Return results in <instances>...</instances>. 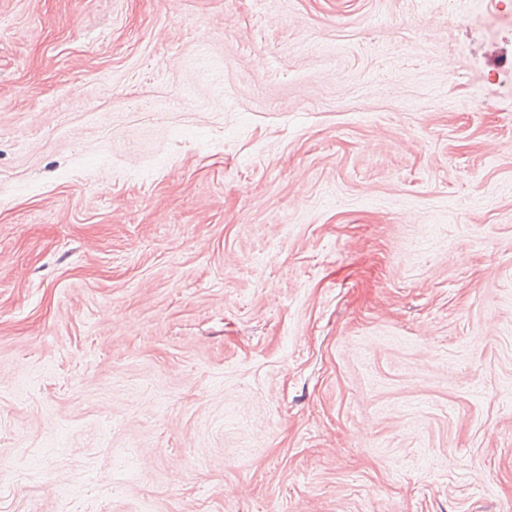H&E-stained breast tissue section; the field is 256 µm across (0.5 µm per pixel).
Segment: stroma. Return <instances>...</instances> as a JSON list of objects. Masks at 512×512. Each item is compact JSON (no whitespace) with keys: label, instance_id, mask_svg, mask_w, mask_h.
Masks as SVG:
<instances>
[{"label":"stroma","instance_id":"stroma-1","mask_svg":"<svg viewBox=\"0 0 512 512\" xmlns=\"http://www.w3.org/2000/svg\"><path fill=\"white\" fill-rule=\"evenodd\" d=\"M0 512H512V0H0Z\"/></svg>","mask_w":512,"mask_h":512}]
</instances>
